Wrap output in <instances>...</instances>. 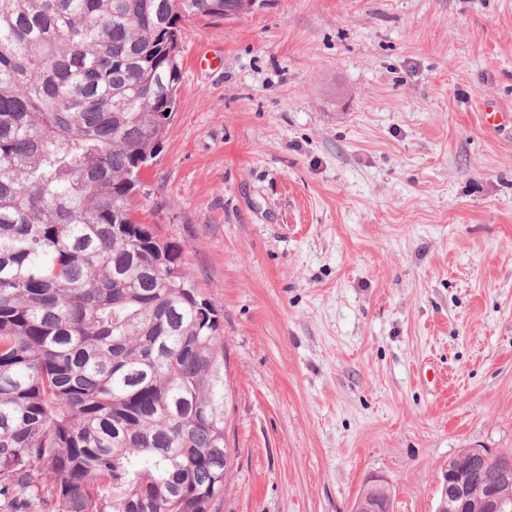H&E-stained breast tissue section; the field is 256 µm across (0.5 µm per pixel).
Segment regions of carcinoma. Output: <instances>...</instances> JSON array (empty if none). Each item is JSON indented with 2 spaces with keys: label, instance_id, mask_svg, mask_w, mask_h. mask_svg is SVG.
<instances>
[{
  "label": "carcinoma",
  "instance_id": "carcinoma-1",
  "mask_svg": "<svg viewBox=\"0 0 512 512\" xmlns=\"http://www.w3.org/2000/svg\"><path fill=\"white\" fill-rule=\"evenodd\" d=\"M256 0H0V512H210L235 449L221 317L136 217L181 22ZM499 458L471 474L469 512ZM376 512L391 489L364 484Z\"/></svg>",
  "mask_w": 512,
  "mask_h": 512
}]
</instances>
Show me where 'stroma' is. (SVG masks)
<instances>
[{"mask_svg": "<svg viewBox=\"0 0 512 512\" xmlns=\"http://www.w3.org/2000/svg\"><path fill=\"white\" fill-rule=\"evenodd\" d=\"M141 223L222 316L216 512H436L512 458V0H258L181 34ZM363 493L370 494L376 505V511L372 499L368 497H360L354 505V512H390L392 511V495L391 489L388 486L385 487H373L371 484H367V480L364 483L361 491L359 492L356 499Z\"/></svg>", "mask_w": 512, "mask_h": 512, "instance_id": "stroma-1", "label": "stroma"}]
</instances>
